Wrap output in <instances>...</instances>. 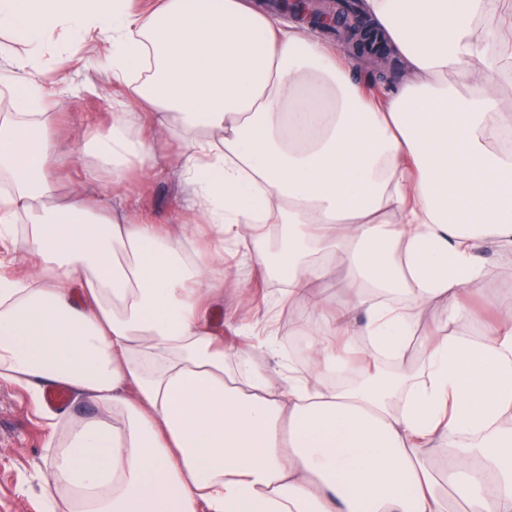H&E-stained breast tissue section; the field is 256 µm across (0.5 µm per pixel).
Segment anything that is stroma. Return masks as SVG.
Here are the masks:
<instances>
[{
    "mask_svg": "<svg viewBox=\"0 0 512 512\" xmlns=\"http://www.w3.org/2000/svg\"><path fill=\"white\" fill-rule=\"evenodd\" d=\"M41 79L56 99L62 122L81 131L104 130L110 123L112 101L124 94L99 69L73 66L50 51L40 65ZM124 205L134 217L158 224L172 221L186 198V188L174 167L150 174L132 171L122 189ZM233 279L247 281L242 293H225L212 305L211 316L228 344L237 343L236 331L226 325L230 310L250 322L262 298L276 294L278 280L262 277L248 268L234 271ZM49 432L37 415L30 394L10 384H0V512H45L43 488L55 464Z\"/></svg>",
    "mask_w": 512,
    "mask_h": 512,
    "instance_id": "obj_1",
    "label": "stroma"
}]
</instances>
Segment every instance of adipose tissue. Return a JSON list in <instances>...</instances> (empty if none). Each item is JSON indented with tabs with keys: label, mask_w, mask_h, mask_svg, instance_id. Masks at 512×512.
<instances>
[{
	"label": "adipose tissue",
	"mask_w": 512,
	"mask_h": 512,
	"mask_svg": "<svg viewBox=\"0 0 512 512\" xmlns=\"http://www.w3.org/2000/svg\"><path fill=\"white\" fill-rule=\"evenodd\" d=\"M0 0V382L68 387L100 411L47 418L50 499L70 512H512V307L467 337V283L512 273V0H363L398 55L368 93L330 45L256 0ZM104 36L125 98L84 136L90 178L160 164L191 190L164 228L61 197L62 135L39 60ZM281 225L277 252L268 227ZM493 245L495 265L478 259ZM284 287L229 347L231 267ZM346 271L347 299L313 286ZM440 310L419 367L418 311ZM305 305L307 367L272 309ZM448 452L446 465L430 455Z\"/></svg>",
	"instance_id": "obj_1"
}]
</instances>
